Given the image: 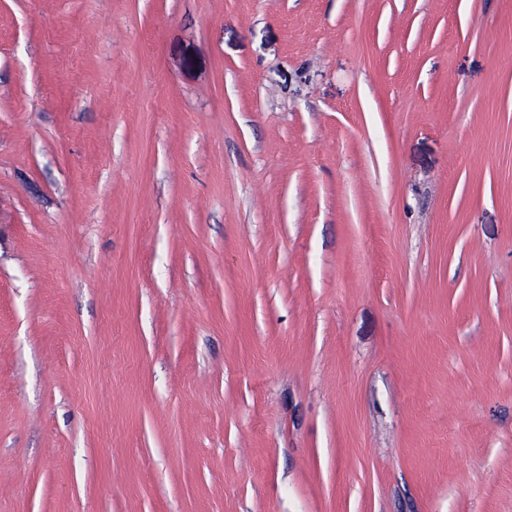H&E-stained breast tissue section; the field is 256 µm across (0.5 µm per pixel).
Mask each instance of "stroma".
I'll return each mask as SVG.
<instances>
[{"instance_id": "1", "label": "stroma", "mask_w": 512, "mask_h": 512, "mask_svg": "<svg viewBox=\"0 0 512 512\" xmlns=\"http://www.w3.org/2000/svg\"><path fill=\"white\" fill-rule=\"evenodd\" d=\"M0 512H512V0H0Z\"/></svg>"}]
</instances>
